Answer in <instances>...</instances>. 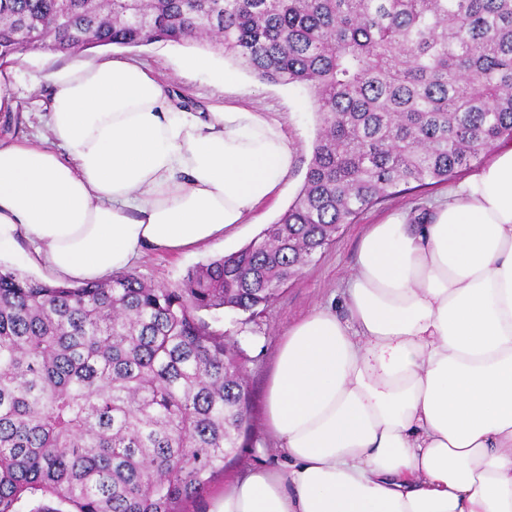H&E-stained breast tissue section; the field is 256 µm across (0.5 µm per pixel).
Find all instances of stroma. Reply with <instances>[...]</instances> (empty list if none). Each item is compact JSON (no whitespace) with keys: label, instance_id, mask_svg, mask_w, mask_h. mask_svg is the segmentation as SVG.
Wrapping results in <instances>:
<instances>
[{"label":"stroma","instance_id":"stroma-1","mask_svg":"<svg viewBox=\"0 0 512 512\" xmlns=\"http://www.w3.org/2000/svg\"><path fill=\"white\" fill-rule=\"evenodd\" d=\"M193 51V46L170 42L140 47H99L74 55L32 51L25 53L20 62L0 68V82L9 94L7 105L0 107V142L25 139L38 147L51 146V134L45 123L56 91L51 74L103 55L145 64L158 79L164 94L179 108L208 112L224 104L246 105L283 123L297 149V159L293 173L281 185L275 200L260 207L226 241L178 255L145 251L133 268L146 282L155 285L176 283L190 268L239 250L267 224L275 222L301 188L317 131L311 96L305 88L261 82L220 50L212 53L217 69L225 75L224 81L218 82L185 67L184 61ZM450 188L447 182L434 184L385 199L365 210L354 223L343 225L334 243L289 280L272 304L256 317L227 310L219 312L220 324L233 331L243 351L251 399L250 429L244 447L225 460L223 473L212 479L200 497L182 503V512H215L225 477L244 476L260 461L270 466L280 462L281 453L265 431L264 410L268 379L283 333L317 306L330 307L338 316H346V284L356 269L360 240L369 225L379 223L393 212L412 216L424 213L436 199L446 196ZM0 264L23 276L48 283L54 280L43 258L21 236L16 237L12 250L0 254Z\"/></svg>","mask_w":512,"mask_h":512}]
</instances>
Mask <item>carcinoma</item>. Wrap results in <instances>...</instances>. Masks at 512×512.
<instances>
[{
  "instance_id": "carcinoma-1",
  "label": "carcinoma",
  "mask_w": 512,
  "mask_h": 512,
  "mask_svg": "<svg viewBox=\"0 0 512 512\" xmlns=\"http://www.w3.org/2000/svg\"><path fill=\"white\" fill-rule=\"evenodd\" d=\"M156 42L307 87L312 158L277 221L176 284L0 265V512H180L248 424L242 350L202 313L256 314L341 225L512 140V0H0L3 64Z\"/></svg>"
}]
</instances>
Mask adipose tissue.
I'll return each mask as SVG.
<instances>
[{
    "mask_svg": "<svg viewBox=\"0 0 512 512\" xmlns=\"http://www.w3.org/2000/svg\"><path fill=\"white\" fill-rule=\"evenodd\" d=\"M53 80L58 149L0 143V246L22 232L62 280L233 235L295 166L281 122L176 108L138 63ZM347 309L286 331L265 405L285 460L225 481L217 512H512V142L369 229Z\"/></svg>",
    "mask_w": 512,
    "mask_h": 512,
    "instance_id": "1",
    "label": "adipose tissue"
}]
</instances>
